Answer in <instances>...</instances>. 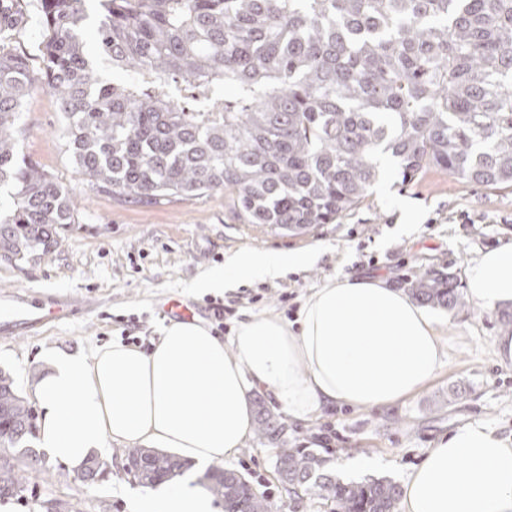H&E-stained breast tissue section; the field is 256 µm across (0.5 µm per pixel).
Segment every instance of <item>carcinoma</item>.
I'll return each mask as SVG.
<instances>
[{"label":"carcinoma","instance_id":"1","mask_svg":"<svg viewBox=\"0 0 512 512\" xmlns=\"http://www.w3.org/2000/svg\"><path fill=\"white\" fill-rule=\"evenodd\" d=\"M40 80L64 118L62 139L92 191L144 206L224 195L244 224L293 235L358 205L382 157L410 182L438 168L467 183L512 186V0H102L94 45L85 0H37ZM20 0L0 7V261L52 252L76 223L70 189L20 149V107L35 87L13 47ZM418 301L468 302L451 274L407 280ZM254 433L273 447L292 502L314 493L332 512H395L386 478L343 482L327 459L288 447V425L255 401ZM35 414L0 369V447L34 435ZM134 478L153 488L179 457L126 448ZM27 476L0 463V499ZM203 485L224 512H273L235 470Z\"/></svg>","mask_w":512,"mask_h":512}]
</instances>
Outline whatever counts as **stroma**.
<instances>
[{"label": "stroma", "instance_id": "stroma-1", "mask_svg": "<svg viewBox=\"0 0 512 512\" xmlns=\"http://www.w3.org/2000/svg\"><path fill=\"white\" fill-rule=\"evenodd\" d=\"M21 123L24 154L72 188L78 218L60 231L56 249L16 268L0 262V367L10 370L21 393L47 369L46 351L92 352L115 340L149 348L170 319L161 303L178 297L191 305L196 320L231 338L239 322L274 314L294 320L303 298L330 278L380 274L397 287L424 269L452 274L465 283L470 261L479 253L512 241V187L498 189L461 181L430 169L402 181L389 162L363 202L309 234L291 236L268 224H244L220 195L174 200L145 207L96 193L82 182L63 146V116L56 97L39 87L25 99ZM415 210L410 232H403L400 203ZM317 248L312 266L276 280L255 281L219 294L194 289L199 272L223 264L225 253L244 248ZM69 299L74 313L31 332L15 324L18 297ZM446 318L444 367L421 393L384 409L332 408L314 420L288 426V445L304 447L320 434L330 450L328 467L345 479V463L371 460L354 479L403 482L441 435L479 422L512 436V359L496 354L503 335L500 310L475 305L438 309ZM98 458L107 474L83 484L67 464L48 458L30 477L8 512H35L37 505L67 512H132L143 488L122 463V448L111 445ZM224 468L243 474L271 501L274 512H293L280 483L271 447L249 440Z\"/></svg>", "mask_w": 512, "mask_h": 512}]
</instances>
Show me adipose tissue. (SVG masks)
I'll return each mask as SVG.
<instances>
[{"label": "adipose tissue", "mask_w": 512, "mask_h": 512, "mask_svg": "<svg viewBox=\"0 0 512 512\" xmlns=\"http://www.w3.org/2000/svg\"><path fill=\"white\" fill-rule=\"evenodd\" d=\"M319 249H241L195 287L222 293L275 280L316 262ZM479 308L512 304V242L480 253L466 274ZM441 322L384 276L328 279L301 303L296 324L251 316L231 340L173 323L150 349L115 341L91 354H59L34 385L41 448L73 469L110 444L167 448L191 461L146 490L136 512H220L197 470L243 448L252 433L246 398L259 388L288 420L325 409H382L422 390L442 371ZM400 512H512V438L466 423L438 438L403 481Z\"/></svg>", "instance_id": "obj_1"}]
</instances>
